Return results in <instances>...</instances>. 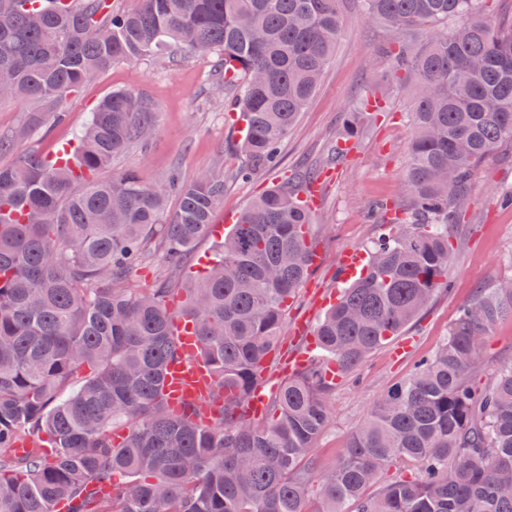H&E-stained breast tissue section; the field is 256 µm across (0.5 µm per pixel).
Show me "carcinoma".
I'll use <instances>...</instances> for the list:
<instances>
[{
    "instance_id": "cac0c4a2",
    "label": "carcinoma",
    "mask_w": 512,
    "mask_h": 512,
    "mask_svg": "<svg viewBox=\"0 0 512 512\" xmlns=\"http://www.w3.org/2000/svg\"><path fill=\"white\" fill-rule=\"evenodd\" d=\"M344 2L138 0L120 11L113 0H0V100L29 102L40 124L116 60L215 54V86L236 94L245 121L236 147L247 178L276 161L314 96ZM358 2L392 33L387 80L413 84L409 208L319 321L320 356L279 383L262 418L248 398L315 258L300 197L314 176L251 201L179 289L224 178L100 176L153 135L145 98L118 90L99 103L80 138L81 176L39 155L0 165V512H512V358L487 385L477 369L489 333L512 318L511 279L460 308L443 346L387 389L341 462L319 472L337 385L326 365L343 376L447 286L449 229L472 200L473 172L512 140V20L490 15L487 0ZM448 18L459 19L449 33L436 27ZM359 134L350 113L338 140ZM172 196L179 207L164 222ZM152 254L163 274L142 288L130 270ZM179 315L216 376L207 422L173 413L162 394ZM18 440L30 444L21 459Z\"/></svg>"
}]
</instances>
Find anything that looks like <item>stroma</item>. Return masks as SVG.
<instances>
[{
  "label": "stroma",
  "instance_id": "35a3bbf8",
  "mask_svg": "<svg viewBox=\"0 0 512 512\" xmlns=\"http://www.w3.org/2000/svg\"><path fill=\"white\" fill-rule=\"evenodd\" d=\"M342 18L343 33L318 90L281 143V166L258 172L250 181L233 178L243 164L235 147L238 132L229 117L233 98L214 91L215 55L198 53H182L166 63L115 61L86 81L64 112L37 127L31 124L30 105L15 99L0 101V137L13 141L12 150L0 154V165L25 154L48 156L76 141L100 101L112 91L128 89L149 99L157 129L147 146H134L115 157L108 176L133 166L145 182L157 185L174 170L186 180L206 170L222 171L224 204L215 220L238 214L299 169L335 168L337 177L323 185L313 217L318 262L297 290L282 331L284 348L295 351L324 314L315 305L317 296L340 288L336 267L341 253L365 251L381 233L383 225L374 206L407 199L404 172L411 140V89L405 84L388 85L390 60L382 52L385 32L364 17L356 0H348ZM367 84L377 86L385 111L371 115L362 109L360 91ZM351 112L357 115L361 136L349 156L338 158L333 147ZM472 181L467 216L452 228L456 258L449 272L451 291L438 293L402 337L385 342L340 379L330 399L333 421L316 449L320 472L340 462L354 427L387 388L444 343L459 307L480 289L512 278V205L502 201L512 193V142L503 141L476 167ZM403 341L409 348L397 353ZM510 357L512 319H505L481 351V376L490 377Z\"/></svg>",
  "mask_w": 512,
  "mask_h": 512
}]
</instances>
